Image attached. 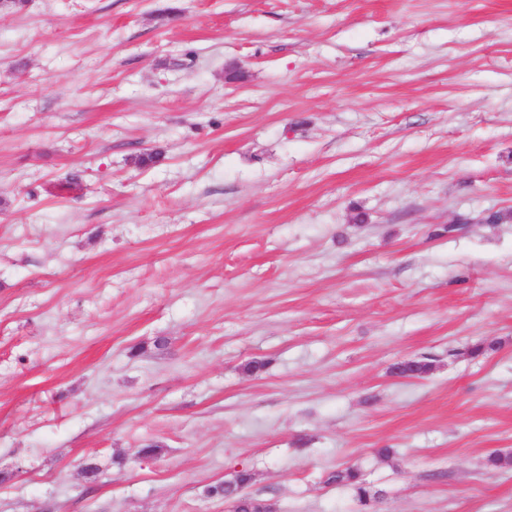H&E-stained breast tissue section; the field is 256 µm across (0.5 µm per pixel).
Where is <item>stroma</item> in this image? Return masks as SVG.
I'll list each match as a JSON object with an SVG mask.
<instances>
[{
  "label": "stroma",
  "instance_id": "1",
  "mask_svg": "<svg viewBox=\"0 0 512 512\" xmlns=\"http://www.w3.org/2000/svg\"><path fill=\"white\" fill-rule=\"evenodd\" d=\"M494 453L512 0L0 10V512H512ZM361 472L353 467L347 466L332 471L329 475L328 482L336 485L349 486L355 493L357 500L363 506L370 499V488L362 478Z\"/></svg>",
  "mask_w": 512,
  "mask_h": 512
}]
</instances>
